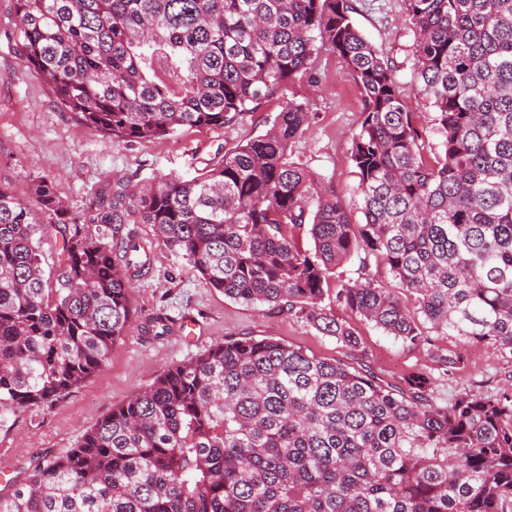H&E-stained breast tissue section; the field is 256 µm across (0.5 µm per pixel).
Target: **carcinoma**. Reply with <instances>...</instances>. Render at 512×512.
<instances>
[{
    "instance_id": "carcinoma-1",
    "label": "carcinoma",
    "mask_w": 512,
    "mask_h": 512,
    "mask_svg": "<svg viewBox=\"0 0 512 512\" xmlns=\"http://www.w3.org/2000/svg\"><path fill=\"white\" fill-rule=\"evenodd\" d=\"M20 57L60 109L127 141L222 126L281 96L326 49L350 71L363 120L351 141L363 220L307 196L291 160L311 112L289 102L264 134L191 179L118 185L79 218L51 181L0 186V423L102 370L133 318L154 226L205 285L288 306L359 349L322 306L336 269L375 259L336 301L409 346L428 330L512 361V0H406L430 118L403 105L392 62L353 0H15ZM99 226L97 235L86 225ZM309 225L314 249L291 229ZM61 238L45 275L39 241ZM384 386L340 359L230 338L169 366L63 455L0 489V512H512V388L440 404L464 369L437 356Z\"/></svg>"
}]
</instances>
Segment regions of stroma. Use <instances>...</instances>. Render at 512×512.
I'll return each instance as SVG.
<instances>
[{
	"mask_svg": "<svg viewBox=\"0 0 512 512\" xmlns=\"http://www.w3.org/2000/svg\"><path fill=\"white\" fill-rule=\"evenodd\" d=\"M353 20L394 64L407 110L427 111L414 73L405 0H355ZM19 29L15 0H0V185L15 194L26 195L32 179L43 176L69 210L81 215L89 201L118 183L142 188L168 175H196L224 152L264 134L267 120L291 101L305 104L312 114L292 147V161L306 173L312 193L335 192L351 213H358V177L350 148L362 121L361 95L331 52L319 51L311 76L289 84L283 97L260 102L229 124L130 142L91 130L75 113L58 109L41 75L19 58ZM128 230L153 243L151 268L130 289L133 323L100 372L52 405L17 412L0 424V489L22 478L37 456L61 455L73 448L84 430L168 366L228 337L272 338L321 357L345 358L396 385L410 371L434 370V354H458L464 370L437 387L436 395L444 402L463 389L494 395L512 385V363L492 349L437 333L430 346L405 345L337 305L330 293L325 306L360 335V351L346 355L334 338L289 314L285 305L246 304L206 286L185 258L157 238L152 225L132 224ZM159 312L167 317L169 332H145L147 321Z\"/></svg>",
	"mask_w": 512,
	"mask_h": 512,
	"instance_id": "1",
	"label": "stroma"
}]
</instances>
